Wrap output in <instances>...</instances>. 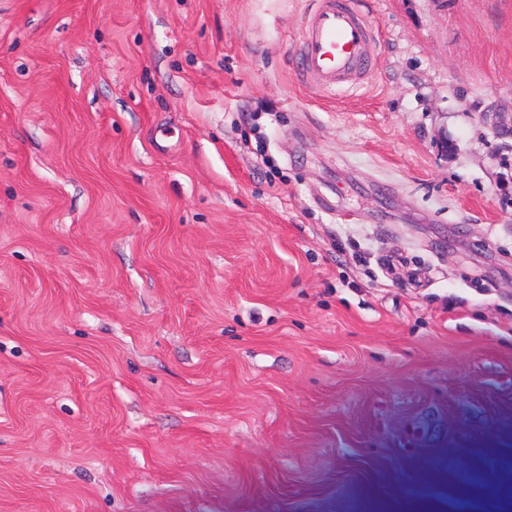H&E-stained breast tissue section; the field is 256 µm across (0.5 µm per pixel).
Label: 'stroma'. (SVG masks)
<instances>
[{"instance_id":"obj_1","label":"stroma","mask_w":512,"mask_h":512,"mask_svg":"<svg viewBox=\"0 0 512 512\" xmlns=\"http://www.w3.org/2000/svg\"><path fill=\"white\" fill-rule=\"evenodd\" d=\"M0 0V512H512V0ZM300 44L301 79L322 92L362 78L361 65L373 39L371 24L349 0H317Z\"/></svg>"}]
</instances>
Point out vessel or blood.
I'll use <instances>...</instances> for the list:
<instances>
[{
	"mask_svg": "<svg viewBox=\"0 0 512 512\" xmlns=\"http://www.w3.org/2000/svg\"><path fill=\"white\" fill-rule=\"evenodd\" d=\"M300 44L301 78L323 92L359 78L373 39L350 0H317Z\"/></svg>",
	"mask_w": 512,
	"mask_h": 512,
	"instance_id": "obj_1",
	"label": "vessel or blood"
}]
</instances>
